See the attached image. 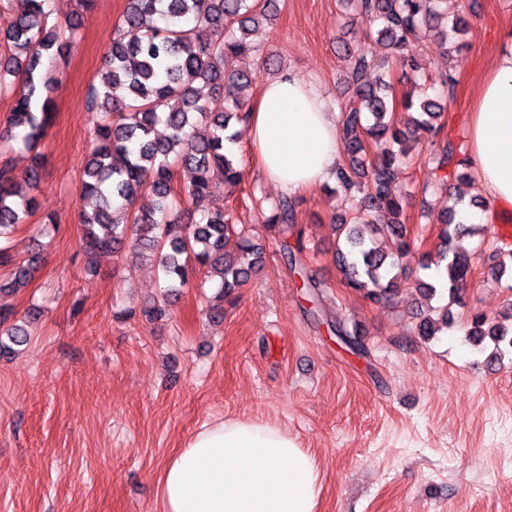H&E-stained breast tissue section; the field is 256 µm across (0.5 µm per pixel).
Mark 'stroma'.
Returning <instances> with one entry per match:
<instances>
[{
    "label": "stroma",
    "instance_id": "obj_1",
    "mask_svg": "<svg viewBox=\"0 0 512 512\" xmlns=\"http://www.w3.org/2000/svg\"><path fill=\"white\" fill-rule=\"evenodd\" d=\"M461 45L414 46L422 73L390 70L396 96L424 82L430 95L457 79L444 135L462 142L481 80L493 67L500 36L512 30V0H468ZM278 15L259 52L228 62L254 76L259 93L272 76L262 59L317 81L330 111L352 95L343 43L366 42L365 27L338 0H277ZM126 0H52L60 21L79 31L58 58L62 80L41 152L46 165L40 207L10 238L14 260L34 252L44 214L60 225L26 287L0 295L17 317L40 306L28 345L0 356V512H161L157 482L167 460L203 424L248 416L276 422L314 455L322 472L320 512H512V354L487 365L465 340L467 315L497 317L512 301V273L488 274L477 242L462 305L434 339L415 331L418 297L429 278L410 264L407 287L392 303H373L345 288L333 258L331 222L351 194L315 186L295 195L297 221L312 250L307 270L325 285L315 321L264 216L282 194L252 161L246 136L232 152L244 179L231 194L191 201L192 214L225 204L264 247V259L223 321L207 310L217 280L193 270L168 319L137 314L164 286L154 263L128 267L105 252L87 270L79 187L99 119L88 105ZM436 137L419 136L394 188L407 196L403 222L418 251H434L449 192L471 197L467 181L443 186L434 172ZM427 207H420V200ZM357 328L368 353L358 356L328 330Z\"/></svg>",
    "mask_w": 512,
    "mask_h": 512
}]
</instances>
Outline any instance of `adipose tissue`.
Segmentation results:
<instances>
[{"instance_id":"adipose-tissue-1","label":"adipose tissue","mask_w":512,"mask_h":512,"mask_svg":"<svg viewBox=\"0 0 512 512\" xmlns=\"http://www.w3.org/2000/svg\"><path fill=\"white\" fill-rule=\"evenodd\" d=\"M247 137L259 169L295 195L332 177L341 151L335 113L321 88L285 72L265 83L249 109ZM465 155L486 211L465 224H490L512 206V35L499 39L496 64L479 88ZM320 467L276 424L235 417L203 425L166 463L157 485L163 512H319Z\"/></svg>"}]
</instances>
